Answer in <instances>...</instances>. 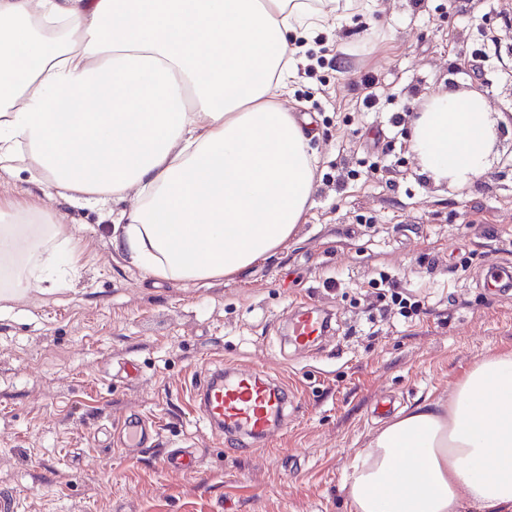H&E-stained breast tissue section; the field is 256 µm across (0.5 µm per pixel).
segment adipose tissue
Segmentation results:
<instances>
[{"instance_id":"ef3b65f1","label":"adipose tissue","mask_w":512,"mask_h":512,"mask_svg":"<svg viewBox=\"0 0 512 512\" xmlns=\"http://www.w3.org/2000/svg\"><path fill=\"white\" fill-rule=\"evenodd\" d=\"M374 2L0 0V171L49 174L94 207L135 192L112 247L147 275L243 273L305 223L315 191L311 121L279 101L290 37L341 30ZM511 121L484 92L449 90L411 145L425 173L464 183ZM54 229L28 204L0 205V303L35 292L17 261ZM352 469L354 512H512V353L386 422Z\"/></svg>"}]
</instances>
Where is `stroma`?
Listing matches in <instances>:
<instances>
[{
  "mask_svg": "<svg viewBox=\"0 0 512 512\" xmlns=\"http://www.w3.org/2000/svg\"><path fill=\"white\" fill-rule=\"evenodd\" d=\"M311 52L315 78L296 73L282 103L317 131L313 205L242 275L148 277L112 249L134 196L86 207L48 177L0 175L1 200L64 229L27 265L43 292L0 312V494L19 512H351L344 483L378 427L512 352V290L484 286L491 262L512 267V129L462 185L422 175L410 146L448 88L512 113V0H377ZM383 273L422 299L418 315L379 297ZM312 300L332 331L304 348L288 323ZM225 367L288 387L282 422L248 451L199 421L194 396ZM133 417L157 422V449H121ZM163 448L199 449L200 473L163 469Z\"/></svg>",
  "mask_w": 512,
  "mask_h": 512,
  "instance_id": "35a3bbf8",
  "label": "stroma"
}]
</instances>
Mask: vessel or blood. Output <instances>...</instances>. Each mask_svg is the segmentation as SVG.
<instances>
[{
  "mask_svg": "<svg viewBox=\"0 0 512 512\" xmlns=\"http://www.w3.org/2000/svg\"><path fill=\"white\" fill-rule=\"evenodd\" d=\"M326 327L327 319L317 305L307 304L292 322V340L296 345L308 346L324 334ZM201 395L200 416L209 429L252 439L265 438L283 418L287 404L285 388L256 371L229 378L223 371H216L208 377ZM125 429L142 448L154 446L159 436L156 425L141 418L128 422ZM161 457L168 470L193 472L200 467L198 456L190 450H167Z\"/></svg>",
  "mask_w": 512,
  "mask_h": 512,
  "instance_id": "vessel-or-blood-1",
  "label": "vessel or blood"
}]
</instances>
